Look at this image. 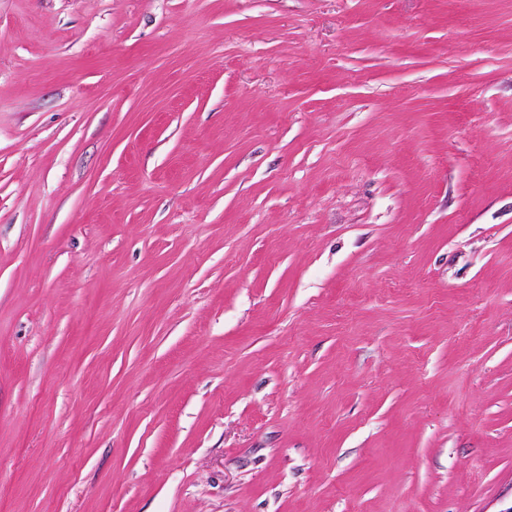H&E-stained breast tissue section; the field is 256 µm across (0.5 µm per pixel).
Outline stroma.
<instances>
[{
  "instance_id": "35a3bbf8",
  "label": "stroma",
  "mask_w": 512,
  "mask_h": 512,
  "mask_svg": "<svg viewBox=\"0 0 512 512\" xmlns=\"http://www.w3.org/2000/svg\"><path fill=\"white\" fill-rule=\"evenodd\" d=\"M0 512H512V0H0Z\"/></svg>"
}]
</instances>
